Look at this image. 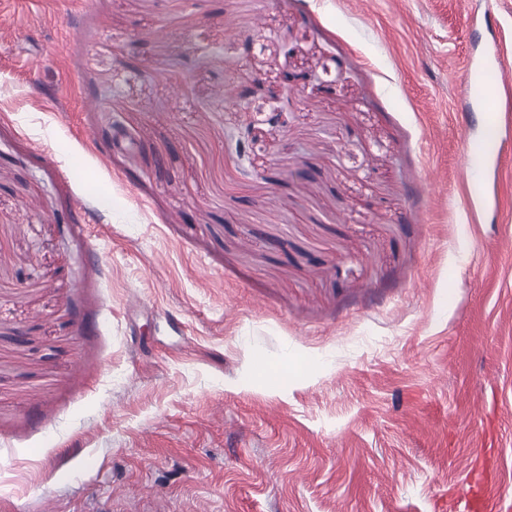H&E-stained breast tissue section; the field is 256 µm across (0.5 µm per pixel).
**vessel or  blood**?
I'll return each instance as SVG.
<instances>
[{
  "label": "vessel or blood",
  "mask_w": 512,
  "mask_h": 512,
  "mask_svg": "<svg viewBox=\"0 0 512 512\" xmlns=\"http://www.w3.org/2000/svg\"><path fill=\"white\" fill-rule=\"evenodd\" d=\"M479 83H491L495 88L512 87V68L501 59L497 46H489L481 63H467L461 97L469 104L479 106L484 133L468 144L465 151L466 179L471 201H487L491 192V174L497 171L508 139L512 138V118L490 106L475 92ZM488 474L472 472L464 499L463 512H497L502 495L488 488Z\"/></svg>",
  "instance_id": "obj_1"
}]
</instances>
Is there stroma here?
Here are the masks:
<instances>
[{"label": "stroma", "instance_id": "35a3bbf8", "mask_svg": "<svg viewBox=\"0 0 512 512\" xmlns=\"http://www.w3.org/2000/svg\"><path fill=\"white\" fill-rule=\"evenodd\" d=\"M492 1L0 0V512H512ZM478 83H493L495 92L512 86L511 68L501 59L496 41L487 48L483 62L476 64L468 60L461 85V101L467 100L469 104L480 107L484 129L482 137L470 142L465 151L466 179L471 203L488 200L492 188L491 172L493 171L495 180L510 129L507 113L502 115L496 105L490 106L475 93ZM488 482L486 471H474L468 479V489L461 512H495L503 494L498 489L485 487Z\"/></svg>", "mask_w": 512, "mask_h": 512}]
</instances>
